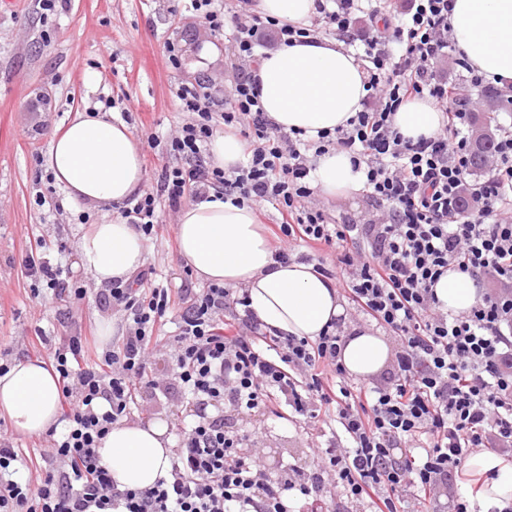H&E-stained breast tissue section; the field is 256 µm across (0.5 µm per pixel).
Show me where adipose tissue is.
Wrapping results in <instances>:
<instances>
[{
    "label": "adipose tissue",
    "instance_id": "adipose-tissue-1",
    "mask_svg": "<svg viewBox=\"0 0 512 512\" xmlns=\"http://www.w3.org/2000/svg\"><path fill=\"white\" fill-rule=\"evenodd\" d=\"M254 11L267 18L307 26L315 0H254ZM450 24L457 47L487 80L512 85V0H453ZM264 112L284 130L318 131L343 126L361 110L368 92L366 74L351 49L335 38H307L269 51L257 70ZM440 112L428 101L403 105L395 125L408 138L430 136L441 126ZM46 166L66 201L97 208L122 205L140 195L143 161L129 126L110 112L77 113L56 132ZM315 184L328 198L360 192L364 176L351 158L330 151L315 160ZM178 254L197 279L243 288L252 311L265 325L315 339L343 315L334 283L313 265L276 264L275 250L264 234L256 209L215 198L184 206L176 224ZM83 266L100 285L128 279L146 261L144 239L120 218L92 225L80 238ZM439 306L452 314L471 309L482 298L481 283L456 271L434 287ZM341 359L348 373L367 379L391 360L384 336L352 327ZM61 391L57 374L38 360L16 364L0 376V413L23 434H40L57 423ZM172 441L162 423L113 424L99 455L120 488L154 485L169 467ZM464 496L481 512L512 503V454L483 451L462 466Z\"/></svg>",
    "mask_w": 512,
    "mask_h": 512
}]
</instances>
